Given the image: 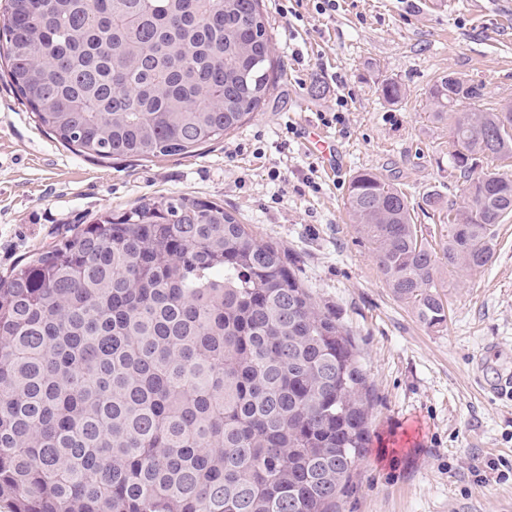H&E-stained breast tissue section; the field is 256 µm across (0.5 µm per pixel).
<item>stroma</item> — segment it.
Masks as SVG:
<instances>
[{
	"label": "stroma",
	"instance_id": "obj_1",
	"mask_svg": "<svg viewBox=\"0 0 512 512\" xmlns=\"http://www.w3.org/2000/svg\"><path fill=\"white\" fill-rule=\"evenodd\" d=\"M280 0H262L277 79L251 119L196 155L100 160L40 130L0 78V274L67 232L149 199L213 201L280 248L318 303L351 330L375 406L371 444L340 512H512V476L481 483L488 460H512V396L491 385L512 373V218L497 227L492 261L447 269L439 329L387 288L369 244L349 220V180L318 166L288 126L328 128L351 172L371 170L402 189L433 247L447 227L425 213L428 193L460 201L447 120L429 91L451 74L483 84L487 107L512 104V0H339L332 16L302 0L289 32ZM401 85L385 101L383 80ZM314 186H307L306 177Z\"/></svg>",
	"mask_w": 512,
	"mask_h": 512
}]
</instances>
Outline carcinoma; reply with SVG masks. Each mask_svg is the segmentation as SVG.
Here are the masks:
<instances>
[{
  "instance_id": "1",
  "label": "carcinoma",
  "mask_w": 512,
  "mask_h": 512,
  "mask_svg": "<svg viewBox=\"0 0 512 512\" xmlns=\"http://www.w3.org/2000/svg\"><path fill=\"white\" fill-rule=\"evenodd\" d=\"M261 0H8L7 76L38 127L97 159L192 155L274 84ZM465 179L447 240L370 171L345 207L429 328L443 267L478 271L512 216V105L442 77ZM372 408L348 330L224 207L167 195L63 236L0 276V501L12 512H337Z\"/></svg>"
}]
</instances>
